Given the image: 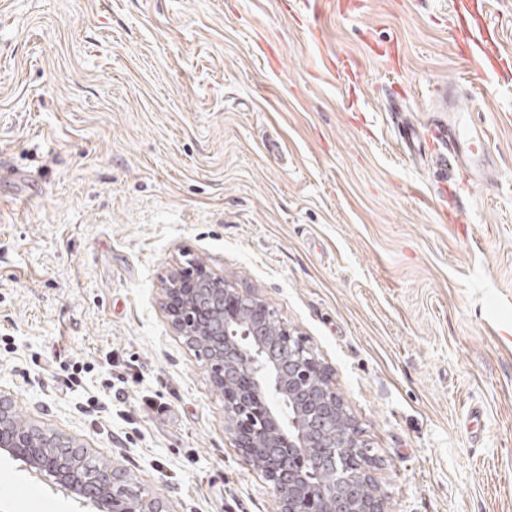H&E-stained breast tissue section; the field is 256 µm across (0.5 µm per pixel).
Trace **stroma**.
Masks as SVG:
<instances>
[{
    "label": "stroma",
    "mask_w": 512,
    "mask_h": 512,
    "mask_svg": "<svg viewBox=\"0 0 512 512\" xmlns=\"http://www.w3.org/2000/svg\"><path fill=\"white\" fill-rule=\"evenodd\" d=\"M455 0H0V395L168 512H278L171 324L206 267L325 369L385 512H512V80ZM360 63L359 94L333 59ZM497 182L405 157L438 84ZM470 198L469 221L450 203ZM0 512H90L0 455ZM453 40L454 43H462L467 47L468 50L465 52H458L459 60L466 65L474 64L483 68L493 60L510 59V56L504 55L501 51L500 42L494 30L486 29L483 24L467 17L457 20Z\"/></svg>",
    "instance_id": "stroma-1"
}]
</instances>
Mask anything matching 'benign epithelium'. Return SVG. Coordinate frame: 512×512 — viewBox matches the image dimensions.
Wrapping results in <instances>:
<instances>
[{
    "label": "benign epithelium",
    "instance_id": "benign-epithelium-1",
    "mask_svg": "<svg viewBox=\"0 0 512 512\" xmlns=\"http://www.w3.org/2000/svg\"><path fill=\"white\" fill-rule=\"evenodd\" d=\"M214 287L194 288L170 308L174 329L195 339V349L211 364L215 384L224 392L225 430L236 446L254 459L270 483L279 512H384L382 497L359 496L350 476L336 465V449L367 460L366 448L352 426L335 430L332 415L344 412L335 396L318 385V370L299 342L280 341L269 322L272 313L257 296L228 288L213 279ZM232 299L236 312H224ZM248 374L265 394L266 411H254L252 394L236 389ZM47 448H61L51 455ZM0 451L32 464L65 491L87 497V489L112 491L105 500L108 512H167L160 500L145 502L123 483L114 470H84L77 453L58 436L17 425L11 408L0 399Z\"/></svg>",
    "mask_w": 512,
    "mask_h": 512
}]
</instances>
